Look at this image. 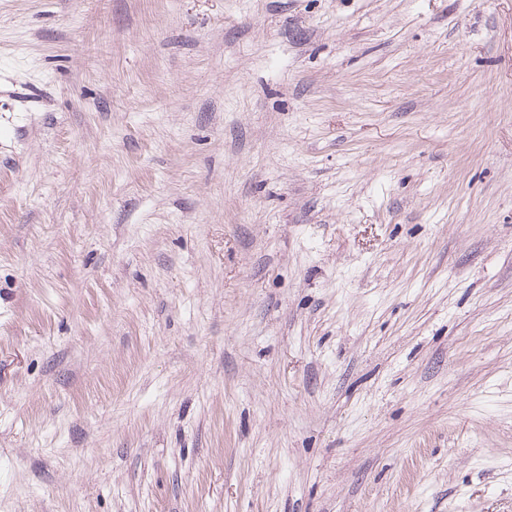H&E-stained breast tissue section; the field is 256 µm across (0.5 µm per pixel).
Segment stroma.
I'll return each mask as SVG.
<instances>
[{
    "mask_svg": "<svg viewBox=\"0 0 512 512\" xmlns=\"http://www.w3.org/2000/svg\"><path fill=\"white\" fill-rule=\"evenodd\" d=\"M0 512H512V0H0Z\"/></svg>",
    "mask_w": 512,
    "mask_h": 512,
    "instance_id": "1",
    "label": "stroma"
}]
</instances>
